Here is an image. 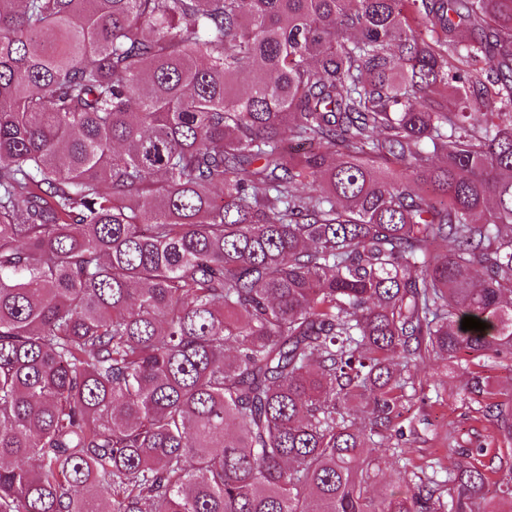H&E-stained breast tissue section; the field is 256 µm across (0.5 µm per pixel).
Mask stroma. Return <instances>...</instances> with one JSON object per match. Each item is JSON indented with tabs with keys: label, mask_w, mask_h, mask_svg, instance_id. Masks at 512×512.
Here are the masks:
<instances>
[{
	"label": "stroma",
	"mask_w": 512,
	"mask_h": 512,
	"mask_svg": "<svg viewBox=\"0 0 512 512\" xmlns=\"http://www.w3.org/2000/svg\"><path fill=\"white\" fill-rule=\"evenodd\" d=\"M461 367L447 371L443 360L426 356L413 360L414 385L399 401V415L383 439L387 450L371 493L407 492V476L417 474L440 492H447L446 478L461 462V449L484 445L497 447L492 420L477 413L465 392L470 372L478 371L496 394L512 395V361H487L461 353Z\"/></svg>",
	"instance_id": "35a3bbf8"
}]
</instances>
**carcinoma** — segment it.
Instances as JSON below:
<instances>
[{
    "label": "carcinoma",
    "mask_w": 512,
    "mask_h": 512,
    "mask_svg": "<svg viewBox=\"0 0 512 512\" xmlns=\"http://www.w3.org/2000/svg\"><path fill=\"white\" fill-rule=\"evenodd\" d=\"M463 351L512 353V0H0V512H512L497 448L369 493Z\"/></svg>",
    "instance_id": "cac0c4a2"
}]
</instances>
